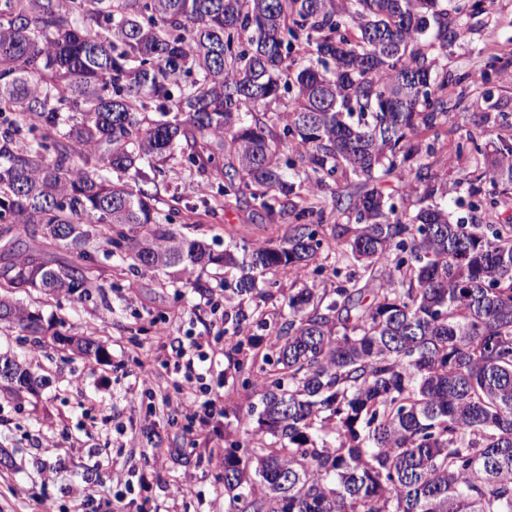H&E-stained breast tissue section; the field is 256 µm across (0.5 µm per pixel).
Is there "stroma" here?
<instances>
[{
	"instance_id": "1",
	"label": "stroma",
	"mask_w": 512,
	"mask_h": 512,
	"mask_svg": "<svg viewBox=\"0 0 512 512\" xmlns=\"http://www.w3.org/2000/svg\"><path fill=\"white\" fill-rule=\"evenodd\" d=\"M467 38L448 54L449 70L479 68L487 37L512 50V0H486L464 13ZM207 177L171 172L160 185L162 213L177 210L178 232L223 252L263 240L248 209L208 210ZM95 287L89 298L14 292L13 297L65 336H90L104 358L78 356L51 336L35 340L18 325L0 326V353L38 356L29 365L42 384L18 398L0 396V447L13 464L0 466V512H226L224 450L243 438L257 403L226 382L224 276L209 272L203 290L121 263L104 250L88 262ZM171 340L202 337L210 369L205 383L220 398L221 415L205 432L191 422L189 398L166 364L159 325Z\"/></svg>"
}]
</instances>
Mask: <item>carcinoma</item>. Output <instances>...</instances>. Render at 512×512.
Instances as JSON below:
<instances>
[{
	"instance_id": "cac0c4a2",
	"label": "carcinoma",
	"mask_w": 512,
	"mask_h": 512,
	"mask_svg": "<svg viewBox=\"0 0 512 512\" xmlns=\"http://www.w3.org/2000/svg\"><path fill=\"white\" fill-rule=\"evenodd\" d=\"M456 0H0V237L66 248L0 266V282L90 296L105 244L131 265L203 289L224 282L226 351L259 396L270 442L224 449L231 512H512V223L448 218L466 158L472 212L512 195V113L456 135L448 70L465 37ZM211 177L206 208L245 207L275 235L213 253L160 222L165 170ZM336 214L329 224L327 212ZM325 254L336 257L327 287ZM312 268L276 336L259 300ZM45 336L0 297V322ZM83 356L102 357L91 337ZM0 393L34 389L16 358Z\"/></svg>"
}]
</instances>
